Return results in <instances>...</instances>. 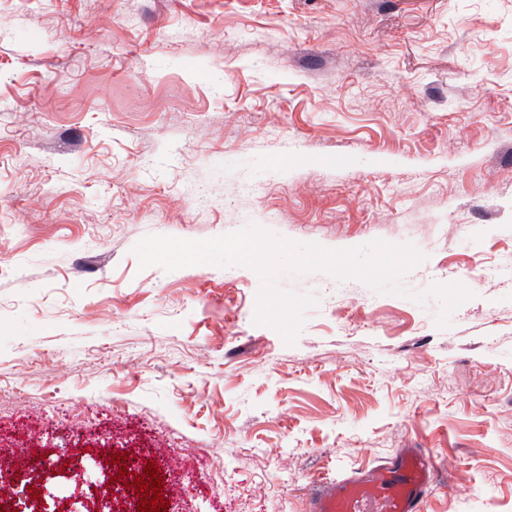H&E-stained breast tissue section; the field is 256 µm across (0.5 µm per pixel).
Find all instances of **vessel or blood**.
Masks as SVG:
<instances>
[{
    "label": "vessel or blood",
    "mask_w": 512,
    "mask_h": 512,
    "mask_svg": "<svg viewBox=\"0 0 512 512\" xmlns=\"http://www.w3.org/2000/svg\"><path fill=\"white\" fill-rule=\"evenodd\" d=\"M436 464L424 448H404L382 463L315 484L306 512H426Z\"/></svg>",
    "instance_id": "vessel-or-blood-1"
}]
</instances>
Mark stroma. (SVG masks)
<instances>
[{
    "mask_svg": "<svg viewBox=\"0 0 512 512\" xmlns=\"http://www.w3.org/2000/svg\"><path fill=\"white\" fill-rule=\"evenodd\" d=\"M256 225L426 256V305L324 272L294 344L245 266L140 268L149 234ZM481 268L499 270L480 282ZM305 512L313 483L425 448L427 512H512V0H0V465L46 502Z\"/></svg>",
    "mask_w": 512,
    "mask_h": 512,
    "instance_id": "35a3bbf8",
    "label": "stroma"
}]
</instances>
